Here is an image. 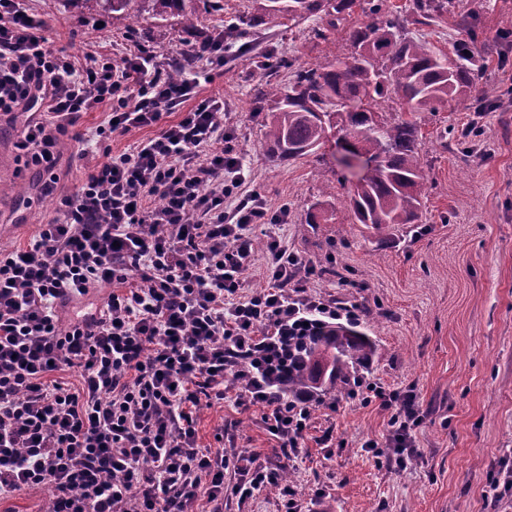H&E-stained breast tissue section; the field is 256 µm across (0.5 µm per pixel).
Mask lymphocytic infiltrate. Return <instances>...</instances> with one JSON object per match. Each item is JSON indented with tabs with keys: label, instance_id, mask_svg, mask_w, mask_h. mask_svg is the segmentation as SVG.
I'll return each mask as SVG.
<instances>
[{
	"label": "lymphocytic infiltrate",
	"instance_id": "f902f5d3",
	"mask_svg": "<svg viewBox=\"0 0 512 512\" xmlns=\"http://www.w3.org/2000/svg\"><path fill=\"white\" fill-rule=\"evenodd\" d=\"M45 30L24 0H0V113H30L16 149L45 174L43 195L56 191L61 135L86 113L108 107L102 144L156 133L58 196L26 248L0 249V497L46 489L48 512H224L228 495L245 507L277 470L199 445V412L234 391L261 409L282 458L298 457L319 387L288 382L314 337L363 310L309 291L320 272L277 233L287 212L247 191L223 98L168 80L152 52L78 56L51 48ZM260 251L265 285L248 292ZM104 284L105 305L64 319ZM72 368L79 387L49 378ZM354 393L390 410L382 453L407 468L413 391L363 381Z\"/></svg>",
	"mask_w": 512,
	"mask_h": 512
}]
</instances>
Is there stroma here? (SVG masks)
Masks as SVG:
<instances>
[{
    "label": "stroma",
    "instance_id": "35a3bbf8",
    "mask_svg": "<svg viewBox=\"0 0 512 512\" xmlns=\"http://www.w3.org/2000/svg\"><path fill=\"white\" fill-rule=\"evenodd\" d=\"M454 3L457 13L471 17L488 80L500 88L505 75L498 56L512 48V37L502 34L512 0ZM25 7L46 21L51 46L76 54L96 48L118 59L141 45L169 66L194 40L171 19H145L129 35L122 23L82 13L67 0H25ZM321 25L312 17L261 28L259 46L273 56L275 80L287 81L290 65L345 53L343 31L314 38ZM264 80L263 71L231 59L200 91L223 97L249 189L272 209L287 208L280 235L323 269L322 278L311 280L312 291L367 308L361 329L374 345L368 379L413 390L420 414L419 454L400 470L369 448L384 442L389 410L358 398L319 407L289 466L303 512H502L512 503V488L497 484L502 464H512V111H490L483 134L462 146L457 138L473 116L470 102L423 113V223L386 235L355 223L345 203L353 178L333 147L271 161L264 141L270 104L256 96ZM106 118L102 109L88 113L63 135V191L77 190L101 158L97 149L82 154L76 134L91 133ZM25 120L22 112L0 116V247L8 249L26 247L57 215L55 200L40 191V172L25 167L15 151ZM327 179L336 186V211L329 223H308ZM260 417L259 408L238 407L227 393L200 412L198 443L216 446L220 432L246 453L271 457L276 441Z\"/></svg>",
    "mask_w": 512,
    "mask_h": 512
}]
</instances>
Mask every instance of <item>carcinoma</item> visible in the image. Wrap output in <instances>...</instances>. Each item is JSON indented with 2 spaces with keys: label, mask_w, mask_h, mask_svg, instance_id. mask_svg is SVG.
Here are the masks:
<instances>
[{
  "label": "carcinoma",
  "mask_w": 512,
  "mask_h": 512,
  "mask_svg": "<svg viewBox=\"0 0 512 512\" xmlns=\"http://www.w3.org/2000/svg\"><path fill=\"white\" fill-rule=\"evenodd\" d=\"M89 12L124 21L126 32L145 19L177 17L183 26H197L193 0H69ZM253 11L238 18L249 29L278 19L298 23L317 16L326 27L314 36L346 30L347 54L323 63L299 65L288 84L266 81L258 96L272 102L264 137L271 157L286 162L314 154L329 141L328 130L338 126L352 139L340 164L347 169L363 166L366 172L348 190L355 220L377 232L391 233L404 224H419L426 198V175L416 113L436 112L468 98L489 99L494 91L477 62L471 43L475 35L467 17L458 26L468 38L454 56L412 35V28L430 26L453 12V0H413L410 12L390 8L387 0H252ZM368 20L347 27L354 7ZM239 58L270 70L267 53L244 46ZM392 101L399 111L388 120L378 119L375 106ZM372 352L369 337L354 329L336 328V334L318 336L305 353L298 375L288 388L329 374L331 386L323 402L335 403L347 395V382L358 375Z\"/></svg>",
  "instance_id": "1"
}]
</instances>
